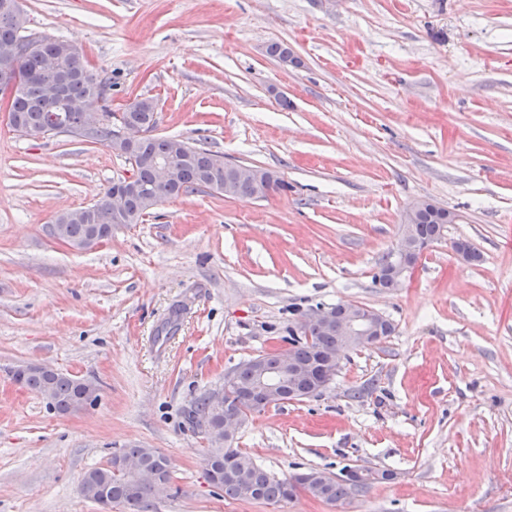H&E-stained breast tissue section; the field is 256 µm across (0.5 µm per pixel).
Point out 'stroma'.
<instances>
[{"label": "stroma", "mask_w": 512, "mask_h": 512, "mask_svg": "<svg viewBox=\"0 0 512 512\" xmlns=\"http://www.w3.org/2000/svg\"><path fill=\"white\" fill-rule=\"evenodd\" d=\"M20 7L28 33L111 77L113 111L155 98L156 135L288 188L183 194L74 249L50 235L55 216L131 166L101 143L10 132L0 105V512H101L81 479L132 446L172 464L146 512H512V0ZM417 200L458 219L410 281L378 287ZM339 302L394 332L350 351L323 394L253 414L232 446L279 478L348 464L392 480L336 504L225 498L185 409ZM30 363L96 383V403L49 410L11 377ZM237 172L243 179H248L252 184L254 192L252 194V186L246 183L239 184L236 189L235 196H247L262 200L275 194V176L272 172H257L249 167L242 166L237 168Z\"/></svg>", "instance_id": "1"}]
</instances>
